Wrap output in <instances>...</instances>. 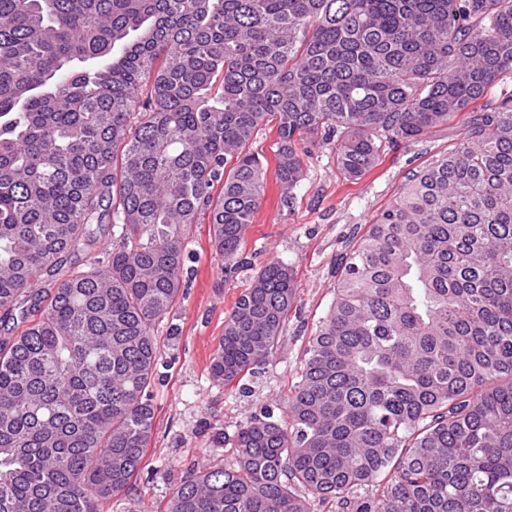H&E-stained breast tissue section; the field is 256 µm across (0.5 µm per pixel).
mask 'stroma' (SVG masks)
<instances>
[{
  "label": "stroma",
  "instance_id": "stroma-1",
  "mask_svg": "<svg viewBox=\"0 0 512 512\" xmlns=\"http://www.w3.org/2000/svg\"><path fill=\"white\" fill-rule=\"evenodd\" d=\"M467 121L461 112L421 139L389 146L358 180L338 169L331 146L313 150L290 191L274 174L276 130L258 127L253 148L264 156L268 172L261 206L246 231L245 262L225 273L209 222L196 225L185 254V289L153 327L160 347L153 437L130 490L103 503L102 512H166L190 468L229 463L219 434L233 432L261 408L277 409L296 382L307 341L333 301L339 256L400 192L410 171L446 154L463 137ZM270 262L290 266L297 288L280 347L250 381L248 393L214 385L208 367L224 322L251 278Z\"/></svg>",
  "mask_w": 512,
  "mask_h": 512
}]
</instances>
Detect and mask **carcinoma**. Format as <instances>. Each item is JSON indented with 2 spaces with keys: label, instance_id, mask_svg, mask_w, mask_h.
<instances>
[{
  "label": "carcinoma",
  "instance_id": "obj_1",
  "mask_svg": "<svg viewBox=\"0 0 512 512\" xmlns=\"http://www.w3.org/2000/svg\"><path fill=\"white\" fill-rule=\"evenodd\" d=\"M512 0H0V512H100L155 427L152 332L209 217L240 258L275 123L348 178L460 112L343 257L281 417L187 473L167 512H512ZM109 236L107 262L94 251ZM49 288L34 291L39 281ZM296 300L261 269L209 365L260 373ZM510 95H512V74L504 73L487 89L485 96L479 101V104L488 103L496 105Z\"/></svg>",
  "mask_w": 512,
  "mask_h": 512
}]
</instances>
